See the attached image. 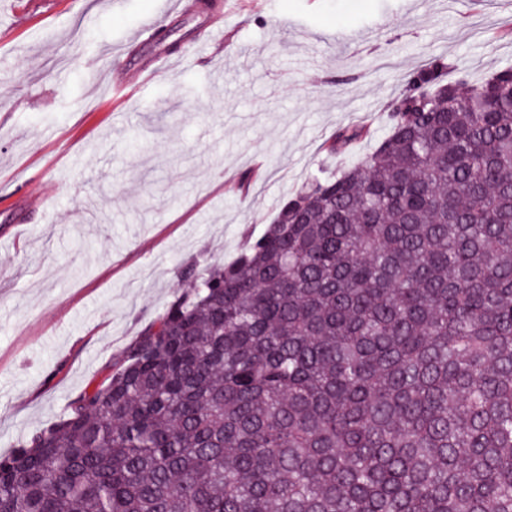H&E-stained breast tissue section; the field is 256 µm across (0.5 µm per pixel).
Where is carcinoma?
<instances>
[{"mask_svg":"<svg viewBox=\"0 0 512 512\" xmlns=\"http://www.w3.org/2000/svg\"><path fill=\"white\" fill-rule=\"evenodd\" d=\"M443 70L235 262L184 268L0 454V512H512V67Z\"/></svg>","mask_w":512,"mask_h":512,"instance_id":"1","label":"carcinoma"}]
</instances>
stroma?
I'll use <instances>...</instances> for the list:
<instances>
[{
  "mask_svg": "<svg viewBox=\"0 0 512 512\" xmlns=\"http://www.w3.org/2000/svg\"><path fill=\"white\" fill-rule=\"evenodd\" d=\"M0 0V453L56 420L430 61L512 66V0ZM169 40L144 39L151 20ZM178 49H171V42ZM163 74L131 78L125 63ZM366 125L327 158L338 128Z\"/></svg>",
  "mask_w": 512,
  "mask_h": 512,
  "instance_id": "obj_1",
  "label": "stroma"
}]
</instances>
